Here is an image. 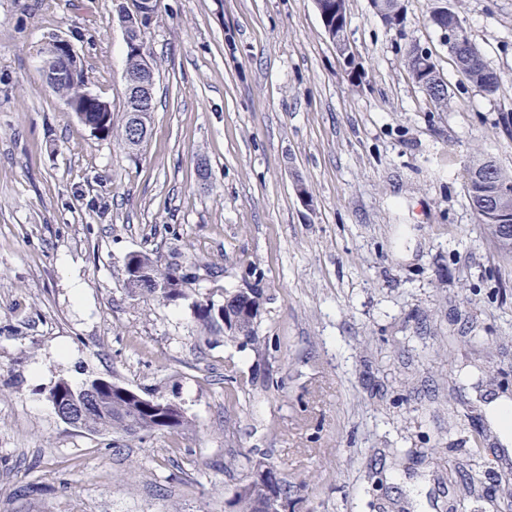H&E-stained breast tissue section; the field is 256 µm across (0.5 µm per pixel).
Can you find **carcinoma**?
<instances>
[{"instance_id":"1","label":"carcinoma","mask_w":512,"mask_h":512,"mask_svg":"<svg viewBox=\"0 0 512 512\" xmlns=\"http://www.w3.org/2000/svg\"><path fill=\"white\" fill-rule=\"evenodd\" d=\"M318 2L328 12L331 23H339L340 31H346V0H318ZM373 7L382 16L386 26L396 30L402 28L403 0H373ZM116 9L128 16L140 17V24L146 29L157 13L158 0H151L149 10L144 9V0H132L130 7L120 0L116 4ZM44 75L50 92L78 110L77 118L98 135L112 138L123 148L132 152L146 142V139L138 135L127 122L118 128L114 127L112 113L104 111L105 101L97 95L86 94L87 83L77 56H72L70 68L55 72L46 71ZM412 79L423 91L428 92L437 88L438 81L442 80V77L437 72L422 71L414 67ZM469 81L472 87L486 95L495 93L499 88V82L490 81L485 67L478 62L470 68ZM497 182L512 183V172H505L498 167L492 180L475 182L468 190L474 200L472 209L477 223L483 225L491 236L495 235V225L502 223V214L507 212L512 215L511 198L502 200L497 209L482 205V200L493 193ZM126 266L128 267L127 287L132 292L162 303L190 298V282L187 275L180 272L179 265L172 263L163 265L158 258L148 253L135 252L129 255ZM192 308L194 317L202 328L211 332L224 333V344H240L255 349L261 345L257 329L246 326L236 332L231 327H224V317L220 316L215 308L209 306L208 302L194 300ZM136 408L137 405L112 392V386L103 385L97 390L95 404L86 416L87 431L134 434L136 430L126 420V416ZM448 481L455 489V497L460 500L476 491L475 481L461 471L448 472ZM294 493V486L282 475L278 476L273 486L263 481H256L244 492L238 494L236 512H286V506L292 500Z\"/></svg>"}]
</instances>
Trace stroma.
I'll use <instances>...</instances> for the list:
<instances>
[{
	"mask_svg": "<svg viewBox=\"0 0 512 512\" xmlns=\"http://www.w3.org/2000/svg\"><path fill=\"white\" fill-rule=\"evenodd\" d=\"M404 5L397 31L348 0L349 66L315 0H160L132 153L47 90L37 54L68 40L121 125L115 0H0V512H229L233 450L280 466L295 512H446L452 466L477 484L458 512H512V449L484 413L512 395V258L463 177L475 155L512 172V0H448L492 95L429 24L434 0ZM411 43L447 108L408 75ZM138 251L215 265L195 296L219 303L256 266L263 349L204 341L190 301L129 293ZM95 377L176 400L190 428L66 424L50 390Z\"/></svg>",
	"mask_w": 512,
	"mask_h": 512,
	"instance_id": "35a3bbf8",
	"label": "stroma"
}]
</instances>
